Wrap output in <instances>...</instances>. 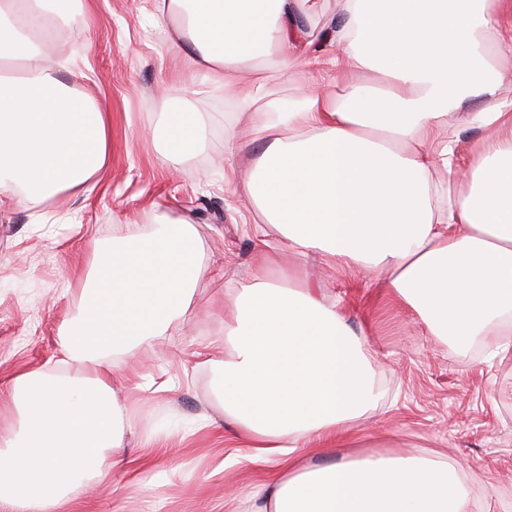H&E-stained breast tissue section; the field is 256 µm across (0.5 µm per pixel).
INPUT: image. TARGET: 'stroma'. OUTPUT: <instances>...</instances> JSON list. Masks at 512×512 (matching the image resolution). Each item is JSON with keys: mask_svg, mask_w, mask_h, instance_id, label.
<instances>
[{"mask_svg": "<svg viewBox=\"0 0 512 512\" xmlns=\"http://www.w3.org/2000/svg\"><path fill=\"white\" fill-rule=\"evenodd\" d=\"M94 7L95 25H72L67 51L87 61L112 113L111 163L79 194L0 205V386L16 373L55 367L62 322L82 306L96 245L149 231L154 210L189 219L206 264L228 277L258 265L242 230L247 206L223 177L224 126H247L251 113L229 108L226 93L173 78L172 53L143 0H95ZM168 98L213 118L207 152L175 168L160 163L151 135ZM282 263L308 269L313 288L335 295L350 324L366 333L385 393L355 425L358 447L323 449L319 463L361 459L369 444L383 455L445 454L460 465L471 512H512V355L492 358L482 342L431 336L402 299L382 295L373 275L324 270L288 251ZM220 309L200 280L190 324L126 356L113 386L134 403L127 464L60 512H238L228 486L244 492L264 480L263 465L224 466L237 444L222 424L210 365L224 356ZM167 378L175 388L156 391ZM203 412L214 426L199 427Z\"/></svg>", "mask_w": 512, "mask_h": 512, "instance_id": "1", "label": "stroma"}]
</instances>
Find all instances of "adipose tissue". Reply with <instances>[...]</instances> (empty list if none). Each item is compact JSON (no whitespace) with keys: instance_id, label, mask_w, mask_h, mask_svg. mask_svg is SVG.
Returning <instances> with one entry per match:
<instances>
[{"instance_id":"ef3b65f1","label":"adipose tissue","mask_w":512,"mask_h":512,"mask_svg":"<svg viewBox=\"0 0 512 512\" xmlns=\"http://www.w3.org/2000/svg\"><path fill=\"white\" fill-rule=\"evenodd\" d=\"M68 0H0V199L76 192L107 165L110 114L63 42ZM192 78L231 90L253 113L246 135L224 134V183L259 212L250 238L263 266L282 251L376 275L431 335L461 345L512 335V102L497 58L512 49L504 0H339L325 28L341 47L323 55L298 22L300 0H149ZM363 70L382 84L357 81ZM301 79L319 93L280 96ZM485 102L469 111L471 99ZM487 132L470 188L448 179L461 149L442 137L448 113ZM162 160L207 149L201 113L169 107ZM259 145L256 153L248 145ZM90 299L64 320L51 374L14 375L13 417L0 436V512H58L78 489L123 464L129 413L111 379L119 355L190 318L208 279L224 298L217 396L251 461L272 467L248 512H470L447 457L368 456L308 469L294 463L346 439L380 392L370 349L335 299L300 270L286 287L257 276L226 286L208 267L189 220L152 216L149 232L95 249Z\"/></svg>"}]
</instances>
